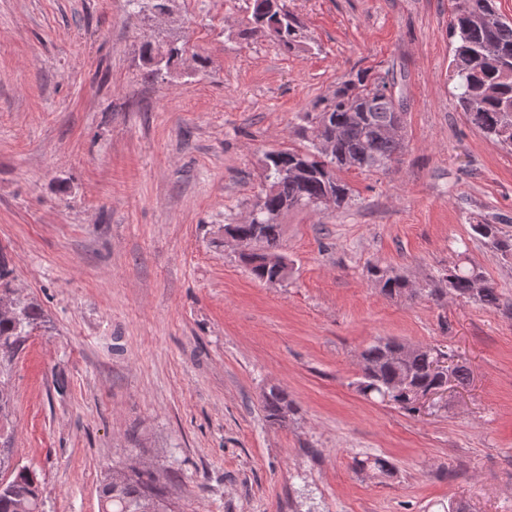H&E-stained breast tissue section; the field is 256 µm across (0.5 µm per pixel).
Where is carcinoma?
<instances>
[{
	"label": "carcinoma",
	"mask_w": 512,
	"mask_h": 512,
	"mask_svg": "<svg viewBox=\"0 0 512 512\" xmlns=\"http://www.w3.org/2000/svg\"><path fill=\"white\" fill-rule=\"evenodd\" d=\"M248 27L242 34L259 32L270 42L290 50L298 43L301 26L285 9L282 0H245ZM469 9L451 16L450 30L456 39L453 73L458 78L457 98L468 121L497 145L512 148V26L492 27L477 22V17L496 6V0H468ZM142 55L146 74L159 78L155 68L158 53L173 64L186 53V42L179 39L143 40ZM310 120L308 145L303 150L273 149L265 154V188L256 196L252 208L261 211L260 224H226L224 230L255 244L256 250L243 257L250 274L261 282L281 281L287 277L281 263V225L274 217L285 210L314 207L327 193L336 195V206L349 199L350 188L336 177L324 178V169L369 171L400 160L405 135H391L396 125L405 127V109L388 87L385 77L369 79L362 74L344 81L328 103H315ZM331 140L334 150L328 155L321 143ZM473 233L491 242L503 257L512 256V239L501 236L496 224L472 225ZM370 274L380 292L393 297L413 292L402 276L374 265ZM444 288H432L429 295L440 299L450 292L460 298L475 299L494 306L496 288L474 266L453 263L443 277ZM41 314L37 307L14 299L12 313L0 315V377L37 325ZM399 344L379 339L361 354L359 391L367 398H378L408 411H416L414 392L433 387L443 377L432 370L436 351L415 347L401 359H395ZM287 394L272 386L262 397L266 418L285 421L283 407ZM101 512H167L166 487L153 471L137 465L115 467L99 490ZM41 501L35 474L18 467L8 491H0V512H40Z\"/></svg>",
	"instance_id": "obj_1"
}]
</instances>
